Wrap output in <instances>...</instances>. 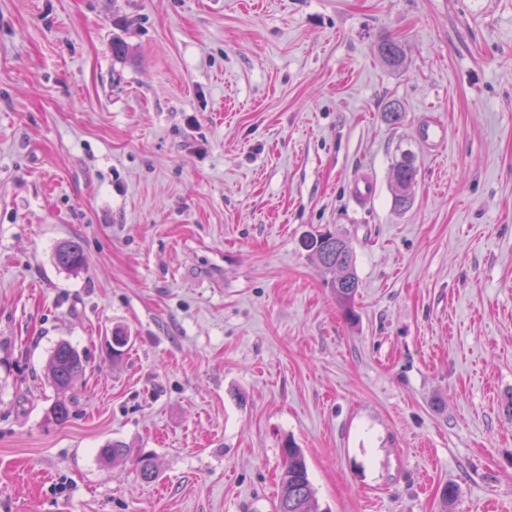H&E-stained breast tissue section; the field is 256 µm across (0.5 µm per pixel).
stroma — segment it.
<instances>
[{"label": "stroma", "instance_id": "stroma-1", "mask_svg": "<svg viewBox=\"0 0 512 512\" xmlns=\"http://www.w3.org/2000/svg\"><path fill=\"white\" fill-rule=\"evenodd\" d=\"M289 442L319 512H512V0H0V512H276ZM377 53L380 60L391 69L401 68L405 51L402 45L394 39H383L377 45ZM418 174L415 157L410 152L402 154L401 159L393 166L391 191L394 207L398 211H406L413 205L410 193ZM301 244L317 259L323 273L330 275L328 284L337 302L349 312L359 288L356 255L350 240L340 233L325 231L304 235ZM56 264L72 273L81 271L87 262L82 245L75 240H69L59 244L55 251ZM84 371L81 354L69 342L61 341L53 348L49 358V376L58 391L70 390Z\"/></svg>", "mask_w": 512, "mask_h": 512}]
</instances>
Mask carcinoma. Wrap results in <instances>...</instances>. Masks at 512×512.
Returning <instances> with one entry per match:
<instances>
[{
    "instance_id": "carcinoma-1",
    "label": "carcinoma",
    "mask_w": 512,
    "mask_h": 512,
    "mask_svg": "<svg viewBox=\"0 0 512 512\" xmlns=\"http://www.w3.org/2000/svg\"><path fill=\"white\" fill-rule=\"evenodd\" d=\"M377 53L387 67L395 70L401 68L405 58L402 45L389 38L378 43ZM417 174L414 155L403 153L393 166L391 181L396 210L406 211L413 205L410 189ZM301 244L317 259L323 273L330 276L328 284L334 291L337 302L346 309H351V303L359 288V279L356 255L350 240L340 233L325 231L304 235ZM55 262L59 267L77 273L85 267L87 258L82 245L75 240H69L57 246ZM84 371L83 358L70 343L61 341L53 348L49 358V376L57 390H70ZM282 454L284 462L277 512H316L314 491L302 450L290 444L282 449ZM127 455V446L118 440L106 443L99 453L104 462H113Z\"/></svg>"
}]
</instances>
